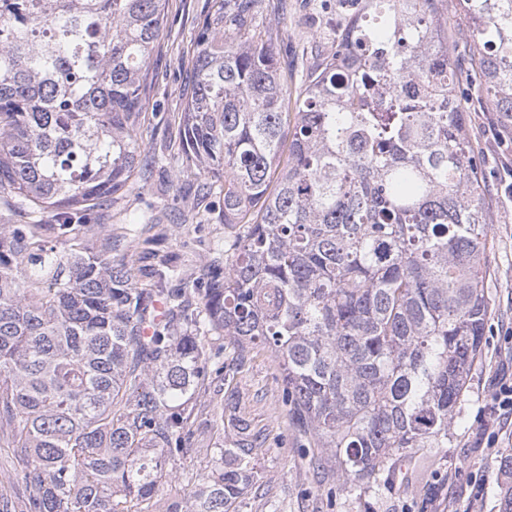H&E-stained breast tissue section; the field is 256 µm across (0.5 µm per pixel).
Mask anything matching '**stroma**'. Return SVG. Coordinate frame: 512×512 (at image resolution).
<instances>
[{
	"mask_svg": "<svg viewBox=\"0 0 512 512\" xmlns=\"http://www.w3.org/2000/svg\"><path fill=\"white\" fill-rule=\"evenodd\" d=\"M220 0H166L165 23L155 45L139 136L149 158L120 194L88 217L72 215L66 236L47 233L60 254L73 241L95 249L111 248L112 258L134 267L143 288H195L203 267L224 261V213L216 196L202 195L199 181L170 164L182 148L180 125L184 88L193 72L199 36ZM358 0H262L258 14L242 31L272 44L282 61L289 97L302 88V73L335 48L336 34ZM438 19L448 36L450 59L467 71L476 46L458 0H440ZM465 133L483 156L487 203L486 227L491 312L482 360L469 375V390L456 409V421L444 448L409 451L410 478L396 476L384 486L347 487L326 460L315 438L294 425L284 399L278 362L265 349L235 351L223 337L209 335L222 354L218 360L232 374L229 386L216 377L197 391L193 415V453L175 462L158 495L184 499L196 489V477L213 461L209 451L232 445L246 423L255 440L260 481L236 500L230 512H498V463L512 453V420L505 423L497 447H479L483 410L494 382L512 378V194L502 183L512 165V144L499 135L496 115L479 112L463 98ZM484 478L483 499L471 505V482Z\"/></svg>",
	"mask_w": 512,
	"mask_h": 512,
	"instance_id": "obj_1",
	"label": "stroma"
}]
</instances>
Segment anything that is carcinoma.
Listing matches in <instances>:
<instances>
[{"mask_svg": "<svg viewBox=\"0 0 512 512\" xmlns=\"http://www.w3.org/2000/svg\"><path fill=\"white\" fill-rule=\"evenodd\" d=\"M259 2L206 22L185 95L182 161L224 187L228 228L204 320L107 249L0 231V442L27 491L0 485V512H229L259 478L248 439L193 499L157 500L189 451L208 332L275 356L290 416L346 485L448 447L490 314V216L436 0H364L294 112L274 51L224 29ZM459 4L477 91L512 133V0ZM164 5L0 0V187L61 236L137 170ZM499 471L512 512V454Z\"/></svg>", "mask_w": 512, "mask_h": 512, "instance_id": "carcinoma-1", "label": "carcinoma"}]
</instances>
